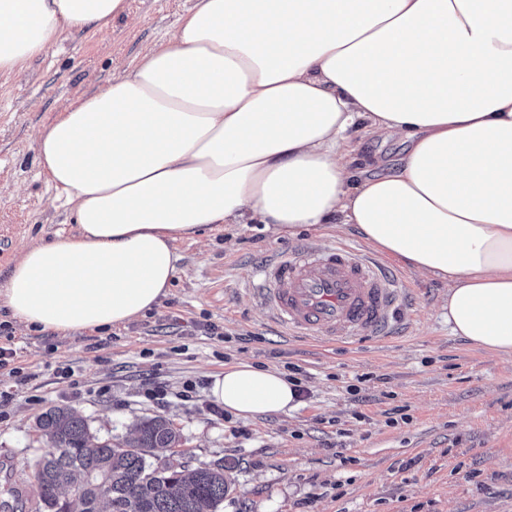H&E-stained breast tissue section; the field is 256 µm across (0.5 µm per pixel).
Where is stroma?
<instances>
[{
    "label": "stroma",
    "mask_w": 512,
    "mask_h": 512,
    "mask_svg": "<svg viewBox=\"0 0 512 512\" xmlns=\"http://www.w3.org/2000/svg\"><path fill=\"white\" fill-rule=\"evenodd\" d=\"M109 29L66 37L21 76L0 78V284L21 249L74 227L36 162L35 133L61 108L111 81L113 61L136 64L173 30L192 0H127ZM380 170L406 145L351 132ZM302 228L279 237L261 224H215L179 241L178 272L163 303L106 333H35L0 317V500L21 495L39 512L35 465L47 449L39 416L61 406L101 438H125L160 416L181 433L161 464L217 463L233 485L220 512H512V356L475 348L448 329V285L407 272L413 310L398 338L322 347L278 332L245 290L254 269L294 241L321 248L355 240ZM296 372L295 410L240 419L208 396L210 376L239 361ZM192 398H184L186 385ZM165 390L163 400L150 389ZM9 399H2V392ZM405 418L391 423L392 409Z\"/></svg>",
    "instance_id": "35a3bbf8"
}]
</instances>
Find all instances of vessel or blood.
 <instances>
[{
    "label": "vessel or blood",
    "instance_id": "1",
    "mask_svg": "<svg viewBox=\"0 0 512 512\" xmlns=\"http://www.w3.org/2000/svg\"><path fill=\"white\" fill-rule=\"evenodd\" d=\"M255 302L285 335L329 347L389 342L412 306L404 275L365 246L306 243L258 266Z\"/></svg>",
    "mask_w": 512,
    "mask_h": 512
}]
</instances>
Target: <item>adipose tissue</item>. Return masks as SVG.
Segmentation results:
<instances>
[{"label": "adipose tissue", "mask_w": 512, "mask_h": 512, "mask_svg": "<svg viewBox=\"0 0 512 512\" xmlns=\"http://www.w3.org/2000/svg\"><path fill=\"white\" fill-rule=\"evenodd\" d=\"M126 0H0V77ZM398 135L366 175L348 132ZM76 228L26 245L0 285L19 325L70 336L161 305L177 241L211 224L278 235L350 224L448 284V328L512 356V0H194L172 35L35 138ZM209 398L241 418L297 405L239 361Z\"/></svg>", "instance_id": "obj_1"}]
</instances>
